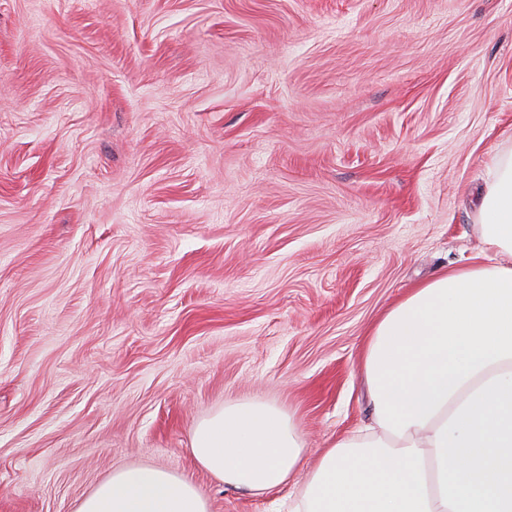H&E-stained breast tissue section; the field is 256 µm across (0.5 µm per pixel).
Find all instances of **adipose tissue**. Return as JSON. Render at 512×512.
Instances as JSON below:
<instances>
[{"instance_id": "ef3b65f1", "label": "adipose tissue", "mask_w": 512, "mask_h": 512, "mask_svg": "<svg viewBox=\"0 0 512 512\" xmlns=\"http://www.w3.org/2000/svg\"><path fill=\"white\" fill-rule=\"evenodd\" d=\"M475 260L417 285L372 328L362 373L367 433L329 448L291 512H512V149L477 201ZM196 461L253 493L287 486L303 455L289 416L231 404L197 423ZM77 512H209L188 479L115 471Z\"/></svg>"}]
</instances>
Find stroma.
Instances as JSON below:
<instances>
[{
  "instance_id": "35a3bbf8",
  "label": "stroma",
  "mask_w": 512,
  "mask_h": 512,
  "mask_svg": "<svg viewBox=\"0 0 512 512\" xmlns=\"http://www.w3.org/2000/svg\"><path fill=\"white\" fill-rule=\"evenodd\" d=\"M509 148L512 0H0V512L135 465L277 512ZM228 403L296 423L287 488L196 462Z\"/></svg>"
}]
</instances>
